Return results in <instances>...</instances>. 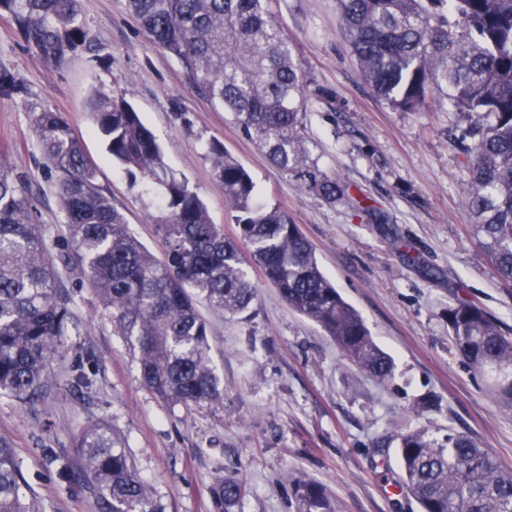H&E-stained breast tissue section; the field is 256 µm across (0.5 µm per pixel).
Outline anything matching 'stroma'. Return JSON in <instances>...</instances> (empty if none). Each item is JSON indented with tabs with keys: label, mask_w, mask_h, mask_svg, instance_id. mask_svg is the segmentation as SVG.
<instances>
[{
	"label": "stroma",
	"mask_w": 512,
	"mask_h": 512,
	"mask_svg": "<svg viewBox=\"0 0 512 512\" xmlns=\"http://www.w3.org/2000/svg\"><path fill=\"white\" fill-rule=\"evenodd\" d=\"M79 20L100 61L70 56L63 68L40 64L17 23L0 15V71L28 94L0 98V151L27 177L48 247L66 235L53 180L31 127L32 108L62 112L98 168V182L131 231L161 254L150 218L159 196L113 161L88 109L94 90L118 91L138 110L166 151L170 169L205 203L225 236L237 234L202 145L215 141L252 174L261 202L281 208L312 244L324 275L362 315L394 362L378 381L342 357L323 329L292 310L259 269L249 311L230 316L202 307L223 403L171 407L141 383L137 363L113 336L108 311L80 272H63L74 303L47 396L32 404L0 397V438L20 467V492L40 512H99L93 490L70 484L48 450L71 453L87 423L105 420L133 455L140 477L166 512H224L215 476L245 487L238 512H302L297 480L322 485L336 512H421L409 492L387 495L401 480V436L454 431L488 448L512 470V415L498 410L448 330V309L467 300L512 332V285L501 282L471 233L469 179L458 139L467 118L437 102L400 112L363 79L338 20L337 0H270L294 58L324 96H309L305 125L319 169L352 186L357 206L330 204L273 168L230 113L155 47L125 0H77ZM376 209L387 223L368 214ZM92 381L76 387L73 367Z\"/></svg>",
	"instance_id": "35a3bbf8"
}]
</instances>
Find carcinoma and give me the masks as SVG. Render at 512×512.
<instances>
[{
	"mask_svg": "<svg viewBox=\"0 0 512 512\" xmlns=\"http://www.w3.org/2000/svg\"><path fill=\"white\" fill-rule=\"evenodd\" d=\"M150 42L177 59L198 88L234 115L271 165L328 203L351 202V186L310 161L304 101L310 83L295 62L265 0H126ZM361 75L402 112L435 98L471 118L465 164L474 231L496 275L512 283V0H338ZM40 63L62 65L79 49L94 52L77 0H0ZM27 93L0 72V97ZM89 112L112 159L132 179L161 189L158 225L163 256L146 250L96 182L94 164L63 113L42 108L32 127L64 217L70 251L53 257L34 222L29 188L0 162V396L32 403L46 392L47 365L62 357L72 298L59 268L79 267L109 310L113 332L137 361L143 386L165 404L186 409L220 404L224 383L211 365V338L199 305L246 312L257 289L237 242L224 237L187 182L169 172L164 151L120 93L95 91ZM215 182L237 213L239 239L294 310L317 323L344 358L384 382L392 359L361 315L323 275L312 245L280 208L260 202L250 172L217 143L206 146ZM458 354L494 403L512 413V336L483 308L460 301L448 309ZM403 486L422 512H512V471L489 449L450 432L421 430L400 438ZM76 463L61 465L70 483L98 492L100 512H165L139 476L121 436L103 420L80 429ZM23 481L10 445L0 438V512H37L20 497ZM224 512H237L243 486L217 479ZM303 512H336L323 486L298 483Z\"/></svg>",
	"mask_w": 512,
	"mask_h": 512,
	"instance_id": "cac0c4a2",
	"label": "carcinoma"
}]
</instances>
